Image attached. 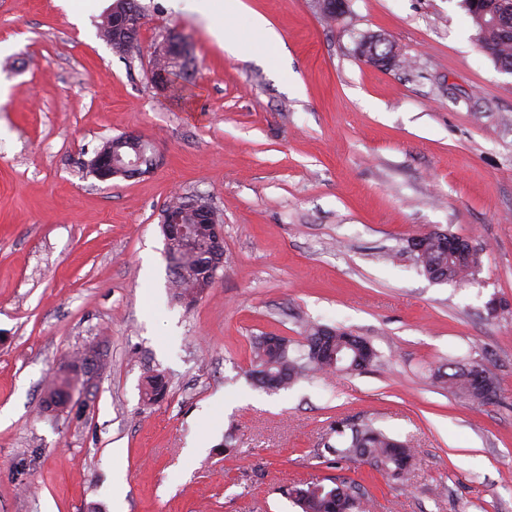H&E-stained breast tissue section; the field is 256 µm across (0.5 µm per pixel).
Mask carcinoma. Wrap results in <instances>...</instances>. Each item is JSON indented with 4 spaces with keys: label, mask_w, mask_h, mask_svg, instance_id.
I'll return each instance as SVG.
<instances>
[{
    "label": "carcinoma",
    "mask_w": 512,
    "mask_h": 512,
    "mask_svg": "<svg viewBox=\"0 0 512 512\" xmlns=\"http://www.w3.org/2000/svg\"><path fill=\"white\" fill-rule=\"evenodd\" d=\"M462 6L475 28V40L481 50L501 69H512V0H462ZM98 36L119 55L126 54L124 45L129 35L124 29L112 27L107 20L98 26ZM165 253L179 256V270L173 272L175 296L187 294L202 296L213 286L215 278H204L196 270L197 260L188 256L177 243L164 242ZM426 264L448 266V282L458 283L473 274L479 266L477 253L445 252L434 237L428 238ZM292 341L281 337V343L272 347L265 337H259L253 351L252 378L261 388L280 390L310 374H335L340 371L361 372L376 358V351L368 340L336 327L312 326L308 329L303 351L295 356L290 350ZM81 359L74 358L63 373L54 377L47 389L45 407L58 406L67 398V388ZM476 363H457L450 372H439L436 378L448 385V390L474 406H480L497 396L499 384L486 368ZM166 392V383L159 374L153 375L142 390L148 400H157ZM336 434L337 446L327 449L341 460L369 465L389 481H407L415 467V454L410 446L392 438L368 421H338L330 427ZM288 497L301 512H370L372 500L358 482L350 478L329 484L312 482L304 487L293 486Z\"/></svg>",
    "instance_id": "1"
}]
</instances>
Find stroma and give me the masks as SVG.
<instances>
[{
    "label": "stroma",
    "mask_w": 512,
    "mask_h": 512,
    "mask_svg": "<svg viewBox=\"0 0 512 512\" xmlns=\"http://www.w3.org/2000/svg\"><path fill=\"white\" fill-rule=\"evenodd\" d=\"M113 2L77 18L0 0V512H300L287 488L336 477L376 512H512V73L461 0H347L336 23L317 0H240L229 19L222 0H139L125 56L97 35ZM170 31L191 77L163 92L151 52ZM373 34L406 66L361 60ZM131 131L162 165L98 182L96 149ZM176 191L223 218L224 267L190 309L160 227ZM432 230L479 252L469 281L428 279L410 244ZM310 323L366 338L375 362L256 387L255 337L297 344ZM90 345L101 374L43 411ZM456 361L483 364L496 397L475 409L437 383ZM154 373L167 391L149 403ZM347 418L415 448L405 484L325 451ZM78 363H81V356L79 358L76 356L63 368V374H58L51 380L44 400L46 409H49L52 405L58 406L65 401L68 395L66 388H69L72 384L71 375L74 377L73 372Z\"/></svg>",
    "instance_id": "obj_1"
}]
</instances>
